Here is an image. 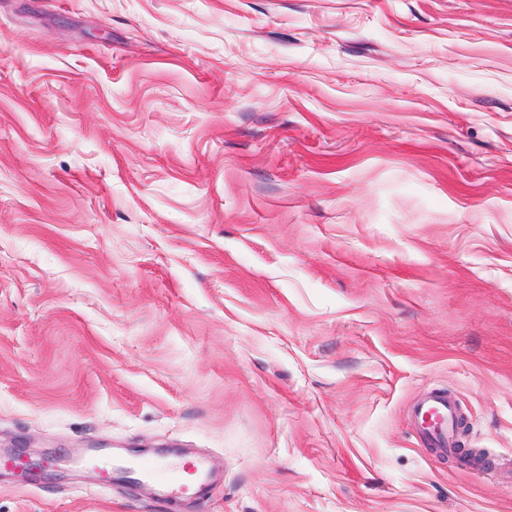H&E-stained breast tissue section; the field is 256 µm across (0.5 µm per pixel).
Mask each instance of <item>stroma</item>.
<instances>
[{
	"instance_id": "obj_1",
	"label": "stroma",
	"mask_w": 512,
	"mask_h": 512,
	"mask_svg": "<svg viewBox=\"0 0 512 512\" xmlns=\"http://www.w3.org/2000/svg\"><path fill=\"white\" fill-rule=\"evenodd\" d=\"M432 390L475 462L415 437ZM22 446L0 512H512V0H0ZM106 482L117 473L124 472L139 482L159 480V496L177 500L204 494L207 487V461L201 457L184 456L176 465H170L158 457L139 459L131 467L116 470L101 468Z\"/></svg>"
}]
</instances>
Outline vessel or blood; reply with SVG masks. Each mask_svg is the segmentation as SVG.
I'll return each instance as SVG.
<instances>
[{"label":"vessel or blood","mask_w":512,"mask_h":512,"mask_svg":"<svg viewBox=\"0 0 512 512\" xmlns=\"http://www.w3.org/2000/svg\"><path fill=\"white\" fill-rule=\"evenodd\" d=\"M411 411L427 442L440 452H453L457 407L448 395L431 392L416 401ZM125 473L140 482H158L160 497L169 500L200 496L207 487V462L201 457L186 456L175 465L157 457L143 458L126 468Z\"/></svg>","instance_id":"vessel-or-blood-1"}]
</instances>
